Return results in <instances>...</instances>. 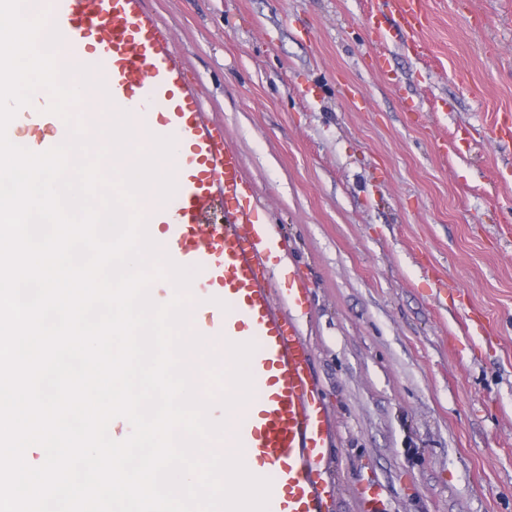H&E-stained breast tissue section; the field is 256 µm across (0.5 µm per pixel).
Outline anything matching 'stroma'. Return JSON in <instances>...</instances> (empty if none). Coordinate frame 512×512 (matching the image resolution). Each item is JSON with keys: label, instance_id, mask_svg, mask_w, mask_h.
Returning <instances> with one entry per match:
<instances>
[{"label": "stroma", "instance_id": "35a3bbf8", "mask_svg": "<svg viewBox=\"0 0 512 512\" xmlns=\"http://www.w3.org/2000/svg\"><path fill=\"white\" fill-rule=\"evenodd\" d=\"M146 0L330 420L324 512H512V0ZM308 289L304 304L289 289ZM384 3L392 9L400 19L403 26L415 29L421 25L420 2L417 0H384Z\"/></svg>", "mask_w": 512, "mask_h": 512}]
</instances>
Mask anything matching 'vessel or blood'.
<instances>
[{
	"mask_svg": "<svg viewBox=\"0 0 512 512\" xmlns=\"http://www.w3.org/2000/svg\"><path fill=\"white\" fill-rule=\"evenodd\" d=\"M46 2L69 47L95 38L100 65L93 76L113 102L139 104L188 143L174 194L149 219L164 225L161 247L169 258L201 273L197 289L221 312L219 334L259 343L249 365L252 383L263 394L238 437L252 457L271 464L270 494L277 499V512H322L312 474L328 455L326 415L315 400L307 349L293 326L274 314L259 272L266 250L281 242L251 210L235 205L247 190L237 154L222 131L205 126L200 104L164 32L143 11V0ZM384 2L402 25L420 24L418 0ZM218 209L224 212L223 223H209Z\"/></svg>",
	"mask_w": 512,
	"mask_h": 512,
	"instance_id": "b4317fda",
	"label": "vessel or blood"
}]
</instances>
